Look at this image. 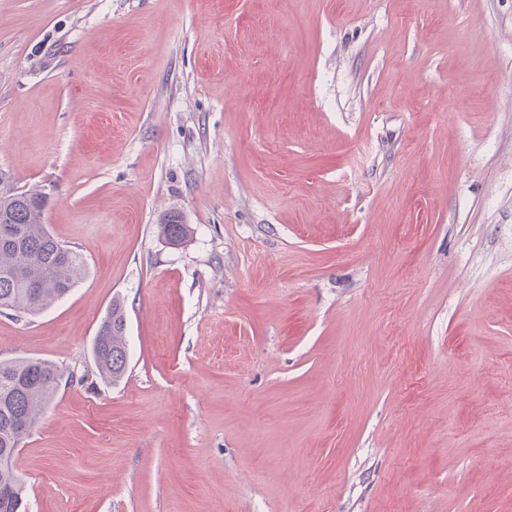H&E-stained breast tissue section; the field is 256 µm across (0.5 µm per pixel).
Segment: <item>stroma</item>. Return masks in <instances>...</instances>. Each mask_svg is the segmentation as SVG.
I'll return each mask as SVG.
<instances>
[{
  "label": "stroma",
  "instance_id": "stroma-1",
  "mask_svg": "<svg viewBox=\"0 0 512 512\" xmlns=\"http://www.w3.org/2000/svg\"><path fill=\"white\" fill-rule=\"evenodd\" d=\"M0 183L87 263L26 512H512V0H0ZM160 235L170 245L182 244L191 234V227L185 224L182 216L175 211H169L163 214L159 220ZM126 326L123 303L119 299L113 300L107 315L98 327L93 345L98 374L107 381L120 380L127 369Z\"/></svg>",
  "mask_w": 512,
  "mask_h": 512
}]
</instances>
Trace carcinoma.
<instances>
[{
  "mask_svg": "<svg viewBox=\"0 0 512 512\" xmlns=\"http://www.w3.org/2000/svg\"><path fill=\"white\" fill-rule=\"evenodd\" d=\"M46 197L37 191L0 194V310L36 316L65 297L86 275L82 255L57 241L42 224ZM171 245L191 234L182 216L169 211L159 220ZM126 314L115 299L100 323L93 356L107 381L122 378L128 363ZM64 377L63 369L39 358L0 361V512L22 507L24 481L13 466L27 438Z\"/></svg>",
  "mask_w": 512,
  "mask_h": 512,
  "instance_id": "obj_1",
  "label": "carcinoma"
}]
</instances>
